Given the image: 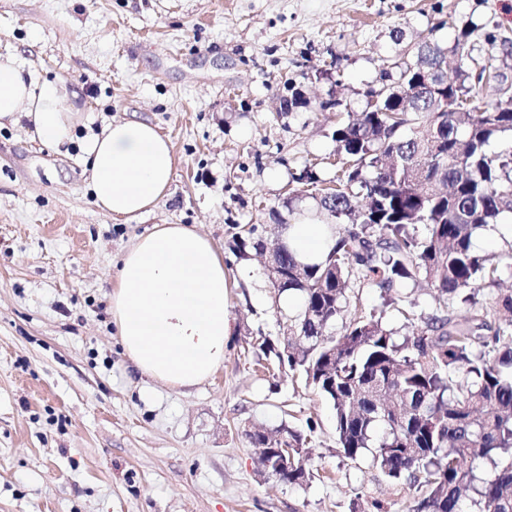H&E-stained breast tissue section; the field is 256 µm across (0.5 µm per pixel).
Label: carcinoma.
Instances as JSON below:
<instances>
[{"mask_svg":"<svg viewBox=\"0 0 512 512\" xmlns=\"http://www.w3.org/2000/svg\"><path fill=\"white\" fill-rule=\"evenodd\" d=\"M463 32L447 48L421 41L416 59L399 66L397 92L384 112L362 111L333 132L336 184L318 190L322 210L340 220L336 243L319 264L299 262L284 245L272 263L302 301L276 355L329 401L343 457L367 461L387 480L414 491L413 512H512V293L480 305L477 291L499 280L500 257L473 249L476 231L512 214V85L465 72L482 61ZM457 60L455 80L434 70ZM415 92L419 109L404 111ZM395 304L398 290L425 282L443 307L466 312L418 317L400 335L358 314L336 338L326 335L343 311L353 279ZM272 455L288 449L310 479L304 438L284 428L246 432Z\"/></svg>","mask_w":512,"mask_h":512,"instance_id":"obj_1","label":"carcinoma"}]
</instances>
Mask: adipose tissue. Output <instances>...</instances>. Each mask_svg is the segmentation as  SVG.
Segmentation results:
<instances>
[{
  "label": "adipose tissue",
  "instance_id": "obj_1",
  "mask_svg": "<svg viewBox=\"0 0 512 512\" xmlns=\"http://www.w3.org/2000/svg\"><path fill=\"white\" fill-rule=\"evenodd\" d=\"M63 79H39L14 55H0V127L29 122L44 145L76 143L82 111ZM95 203L112 218L149 212L170 194L172 147L143 121H114L80 142ZM281 240L305 264L325 260L326 225H286ZM227 271L210 240L187 224H160L122 257L112 321L133 367L178 388L203 382L223 363L232 326Z\"/></svg>",
  "mask_w": 512,
  "mask_h": 512
}]
</instances>
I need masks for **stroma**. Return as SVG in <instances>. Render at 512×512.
I'll return each instance as SVG.
<instances>
[{"instance_id":"35a3bbf8","label":"stroma","mask_w":512,"mask_h":512,"mask_svg":"<svg viewBox=\"0 0 512 512\" xmlns=\"http://www.w3.org/2000/svg\"><path fill=\"white\" fill-rule=\"evenodd\" d=\"M470 31L472 56L512 83V0H0V55L61 78L88 114L154 125L175 156L171 194L115 220L77 144L0 129V512H411L413 494L338 448L330 403L279 366L289 311L254 248L317 215L311 170L336 179L332 133L430 38ZM158 224H193L229 269L232 336L203 384L136 372L112 325L117 265ZM346 311L382 312L351 282ZM304 435L301 484L261 472L249 429Z\"/></svg>"}]
</instances>
